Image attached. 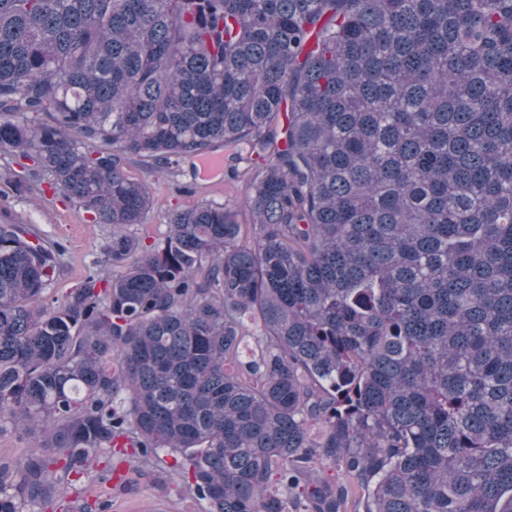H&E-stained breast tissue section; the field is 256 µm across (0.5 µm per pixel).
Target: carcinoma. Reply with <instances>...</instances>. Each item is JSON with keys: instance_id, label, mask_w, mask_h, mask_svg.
<instances>
[{"instance_id": "cac0c4a2", "label": "carcinoma", "mask_w": 512, "mask_h": 512, "mask_svg": "<svg viewBox=\"0 0 512 512\" xmlns=\"http://www.w3.org/2000/svg\"><path fill=\"white\" fill-rule=\"evenodd\" d=\"M245 141L252 223L125 232L126 165ZM0 152L122 268L53 296L0 224V512H106L127 461L200 512H512V0H0ZM29 446L27 440H23L17 434L8 431L0 436V460L19 458Z\"/></svg>"}]
</instances>
